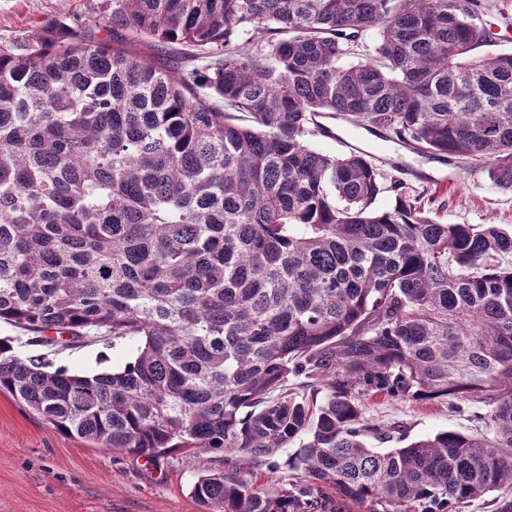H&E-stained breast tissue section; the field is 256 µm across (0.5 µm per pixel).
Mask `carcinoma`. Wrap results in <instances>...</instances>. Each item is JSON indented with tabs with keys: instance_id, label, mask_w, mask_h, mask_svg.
I'll return each mask as SVG.
<instances>
[{
	"instance_id": "cac0c4a2",
	"label": "carcinoma",
	"mask_w": 512,
	"mask_h": 512,
	"mask_svg": "<svg viewBox=\"0 0 512 512\" xmlns=\"http://www.w3.org/2000/svg\"><path fill=\"white\" fill-rule=\"evenodd\" d=\"M495 7L102 0L0 43V322L45 348L0 337V391L150 461L277 470L299 442L305 483L206 467L202 512H462L493 492L512 512V229L450 224L370 152L309 144L341 120L512 189V52H479ZM123 342L110 372L52 359ZM377 396L482 404L487 432L379 452Z\"/></svg>"
}]
</instances>
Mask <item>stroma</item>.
Masks as SVG:
<instances>
[{"label":"stroma","mask_w":512,"mask_h":512,"mask_svg":"<svg viewBox=\"0 0 512 512\" xmlns=\"http://www.w3.org/2000/svg\"><path fill=\"white\" fill-rule=\"evenodd\" d=\"M94 0H0V43L29 38L52 21L74 23ZM332 136L311 140L312 148L342 155L367 148L376 165L406 186L423 192L426 207L452 224H512V190L486 172L455 169L391 140L331 122ZM133 351L126 342L109 348L85 346L55 356L69 370L99 373L119 366ZM478 406L449 408L444 401L368 400L365 416L387 430L371 439L381 451L400 448L441 431L475 433ZM237 471L252 486L285 479L288 469L268 467L240 454L176 453L150 463L95 447L53 429L8 392H0V512H200L190 488L202 466Z\"/></svg>","instance_id":"1"}]
</instances>
